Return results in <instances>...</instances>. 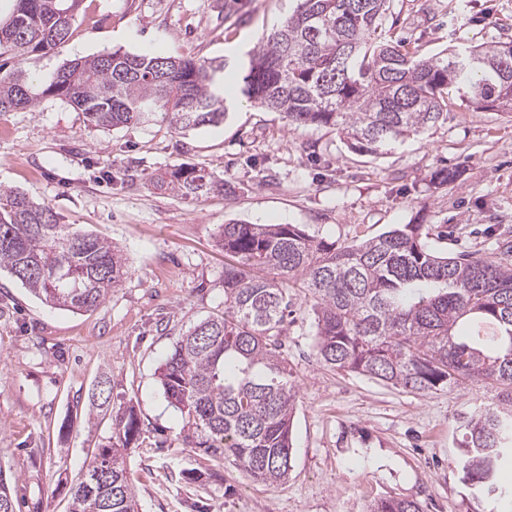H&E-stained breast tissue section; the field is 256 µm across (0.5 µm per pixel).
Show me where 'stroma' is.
Masks as SVG:
<instances>
[{
    "label": "stroma",
    "instance_id": "35a3bbf8",
    "mask_svg": "<svg viewBox=\"0 0 512 512\" xmlns=\"http://www.w3.org/2000/svg\"><path fill=\"white\" fill-rule=\"evenodd\" d=\"M391 0L384 27L426 52L503 39L512 0ZM298 0H84L67 41L16 58L34 86L70 60L122 50L225 60L241 87L249 55ZM206 168L228 194L185 199L156 187L174 165ZM454 173L442 183L437 171ZM0 187L48 204L61 223L114 242L129 268L94 311L46 306L0 271V472L16 512H68L69 486L109 441L113 416L134 408L128 450L143 512H367L380 498L416 499L424 512H490L455 464L459 417L485 390L419 394L324 366L315 315L299 283L285 338L299 390L293 470L268 486L186 442L187 419L164 398L158 368L178 337L224 310L220 224H297L352 245L417 224L430 248L500 258L512 242V116L458 106L447 120L386 154L355 152L335 129L289 127L243 96L226 120L187 132L162 116L103 130L45 96L0 112Z\"/></svg>",
    "mask_w": 512,
    "mask_h": 512
}]
</instances>
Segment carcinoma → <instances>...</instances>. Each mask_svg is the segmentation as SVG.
<instances>
[{"instance_id":"cac0c4a2","label":"carcinoma","mask_w":512,"mask_h":512,"mask_svg":"<svg viewBox=\"0 0 512 512\" xmlns=\"http://www.w3.org/2000/svg\"><path fill=\"white\" fill-rule=\"evenodd\" d=\"M0 24V49L22 59L64 43L83 0H14ZM389 0H300L250 56L242 94L288 126L333 127L352 149L384 153L405 137L448 119L458 97L482 110H512V39L421 54L379 28ZM225 64L116 50L70 61L45 83L112 130L157 113L177 131L217 126L228 97L212 90ZM20 69H0V112L35 105ZM156 185L183 198L224 194L223 179L175 165ZM224 249V312L183 333L160 366L168 403L195 426L192 447L224 457L256 482L278 485L292 470L298 387L288 370L292 314L289 282L298 280L316 315L315 350L325 366L420 393L481 387L484 409L462 416L458 466L475 494L512 493L498 479L512 465V265L470 254L433 253L420 225L406 224L337 248L296 224L218 227ZM0 269L55 309L90 312L128 275L121 250L71 232L53 209L0 188ZM139 433L133 408L115 417L70 489L68 512H141L127 469ZM369 512H423L420 502L380 499Z\"/></svg>"}]
</instances>
